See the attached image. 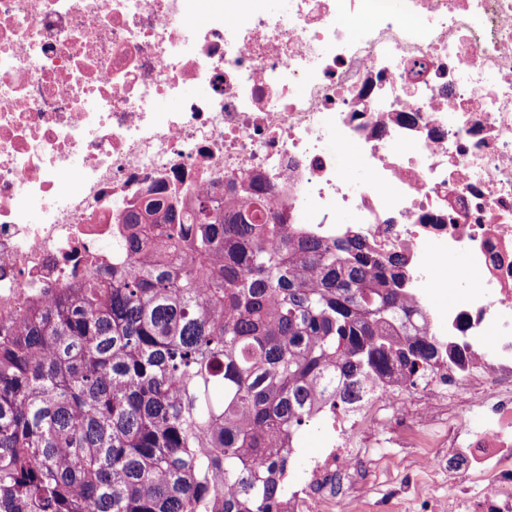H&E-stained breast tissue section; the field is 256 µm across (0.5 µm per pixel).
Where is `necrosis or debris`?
I'll return each instance as SVG.
<instances>
[{
	"label": "necrosis or debris",
	"instance_id": "4bbe7bcc",
	"mask_svg": "<svg viewBox=\"0 0 512 512\" xmlns=\"http://www.w3.org/2000/svg\"><path fill=\"white\" fill-rule=\"evenodd\" d=\"M241 177L322 241L403 256L445 348L337 414L288 512H344L391 409L435 432L448 512H512V0H0V317L111 269L147 189Z\"/></svg>",
	"mask_w": 512,
	"mask_h": 512
}]
</instances>
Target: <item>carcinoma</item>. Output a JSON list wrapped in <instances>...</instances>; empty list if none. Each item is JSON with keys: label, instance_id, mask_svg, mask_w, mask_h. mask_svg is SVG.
<instances>
[{"label": "carcinoma", "instance_id": "obj_1", "mask_svg": "<svg viewBox=\"0 0 512 512\" xmlns=\"http://www.w3.org/2000/svg\"><path fill=\"white\" fill-rule=\"evenodd\" d=\"M250 188L131 206L112 270L0 319V512H287L304 432L440 358L400 258Z\"/></svg>", "mask_w": 512, "mask_h": 512}]
</instances>
